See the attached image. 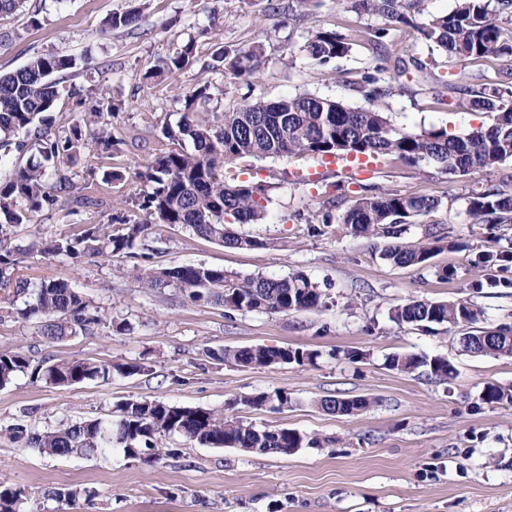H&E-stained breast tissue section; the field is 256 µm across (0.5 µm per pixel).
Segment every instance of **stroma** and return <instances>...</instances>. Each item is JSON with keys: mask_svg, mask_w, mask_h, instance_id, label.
<instances>
[{"mask_svg": "<svg viewBox=\"0 0 512 512\" xmlns=\"http://www.w3.org/2000/svg\"><path fill=\"white\" fill-rule=\"evenodd\" d=\"M128 11L139 15L137 26L108 28L113 14ZM381 24L380 17L351 11L346 0H24L16 14L0 19V75L48 52L75 60L59 76L52 134L68 133L95 110L113 109L111 148L89 133L75 161L47 163V186L64 177L71 194L59 195L0 242V252L19 255L15 276L34 285L68 281L108 325L49 341L39 318H17L11 293L0 288V352L20 349L36 364L90 360L144 368L68 388L20 373L0 387V481L24 490L22 512H512V405L481 399L487 384L512 385V357L462 352L461 326L421 328L392 319L413 300H460L479 310V326L512 327V224H479L466 211L471 191L512 192L511 159L451 178L432 165L376 158L362 177L332 172L315 183L310 175L319 164L307 158H245L224 176L264 184L269 214L265 223L234 230L262 240V247L227 248L184 225L162 224L134 257L46 260L30 250L95 224L118 230L146 222L137 202L151 188L144 175L162 153L191 149L190 141L171 140L165 131L176 127L184 95L203 85L213 112L302 92L357 107L366 103V68L414 56L432 62L431 75L405 78L403 89L377 103L395 124L456 133L490 125L485 114L461 111L451 85L511 71L512 57L462 62L398 29L380 47L369 31ZM316 25L350 35L349 56L313 65L302 46ZM191 40L194 59L158 73L162 60ZM226 47L259 48L263 64L234 78L217 60ZM369 188L440 200L436 213L414 219L403 235L412 244L436 245L427 264L390 265L381 257L383 239L339 223ZM326 212L327 224L320 220ZM488 253L496 261L485 262ZM144 264H203L242 277L301 273L318 286L324 305L290 314L230 311L176 288H144L133 277ZM258 345L297 349L310 359L250 367L222 357L224 350ZM404 354L447 358L455 374L443 381L423 367H390L391 356ZM274 392L287 395V406L245 403ZM328 397H366L373 405L351 416L330 414L320 406ZM129 398L210 409L262 430L295 429L315 443L288 456L260 455L175 436L164 442L172 456L148 461L116 449L47 456L11 438L18 423L42 432L117 420L119 404ZM67 489L72 497L55 498Z\"/></svg>", "mask_w": 512, "mask_h": 512, "instance_id": "35a3bbf8", "label": "stroma"}]
</instances>
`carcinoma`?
<instances>
[{
  "mask_svg": "<svg viewBox=\"0 0 512 512\" xmlns=\"http://www.w3.org/2000/svg\"><path fill=\"white\" fill-rule=\"evenodd\" d=\"M423 0H347L356 12L380 16L387 26L372 31L373 41L381 44L389 35V26L413 29L420 38L438 50L461 61L512 56V0H457L446 14L432 15L417 24L412 15L421 13ZM194 42L163 61L159 71L172 72L187 65L193 57ZM308 59L323 66L347 57L351 42L334 29L313 27L303 45ZM218 58L224 69L241 77L261 62L258 51L224 49ZM418 72L428 63L418 58L397 60L394 72L401 76L409 68ZM73 68L72 58L50 52L38 55L14 72L0 75V158L20 150L24 142L15 141L21 133H30L35 120L53 110L59 96L55 76ZM375 67L365 72L362 83L365 96L372 102L393 93V85L380 82ZM204 85L185 97L184 112L177 129L168 130V138L186 137L193 150H172L159 155L148 180L156 187L143 193L139 206L149 217L163 224H183L196 234L228 247L255 248L268 242L233 233L226 219L235 224H260L267 219L268 199L264 186L248 181L229 183L224 167L245 157L282 158L291 155L323 159L341 153L352 156H395L407 164L434 165L450 177H462L491 168L512 158V72L505 78L463 88L465 100L460 108L467 112L487 113L492 124L464 133L446 127H431L410 132L390 116L371 107H349L337 100L310 93L289 95L276 102L246 101L240 106L211 112V97ZM105 112L93 113L90 124L98 127L101 143L112 146L107 132ZM81 131L73 126L64 136L37 130L34 144L47 161L72 160L79 153ZM45 169L28 166L15 169L0 183V237L8 238L13 228L28 220V215L50 206L55 197L45 191ZM440 201L430 197H405L394 192H374L354 201L341 216V223L355 233L382 236L389 242L382 258L393 265H421L431 257L434 247L409 245L401 241L403 227L420 215L437 211ZM467 211L477 223L511 224L512 193L489 189L472 191L467 196ZM152 225L128 224L125 232L112 233L109 225L87 228L77 237L54 239L40 249L44 258L65 256L79 260L85 256L128 254L151 230ZM17 259L10 251L0 253V288H13L23 299L17 317L42 319V335L60 341L78 333H91L107 324L106 318L75 288L64 280L44 281L33 288L22 278L13 277ZM134 278L148 288H178L195 300L206 299L232 311L289 314L321 307L322 294L317 285L302 274L276 278H241L222 269L202 264L173 268L139 267ZM479 312L466 303L412 300L397 308L394 321L419 327L432 324L460 326L473 324ZM509 328H476L462 338L465 351L480 356H511ZM224 361L240 366L265 367L271 364L302 365L310 355L297 349L275 350L253 346L226 349ZM391 366L405 372L430 367V375L446 380L453 366L441 356L394 355ZM144 371L138 364L114 365L84 360L59 361L47 366L31 365L20 351L0 352V386L19 372L30 374L55 387H70L86 380L104 382L114 375L131 376ZM487 404H512V385L489 384L482 391ZM365 398H328L322 407L332 414L354 415L370 408ZM115 422L88 419L65 427L30 432L23 425L13 428V437L49 456L102 453L114 448L129 458L148 454L162 456L160 441L173 436L213 448H266L274 454L291 455L303 444H316L299 431L280 428L271 433L256 429L235 418L210 409L182 407L157 400L128 399L119 408ZM23 491L0 482V512H18Z\"/></svg>",
  "mask_w": 512,
  "mask_h": 512,
  "instance_id": "obj_1",
  "label": "carcinoma"
}]
</instances>
